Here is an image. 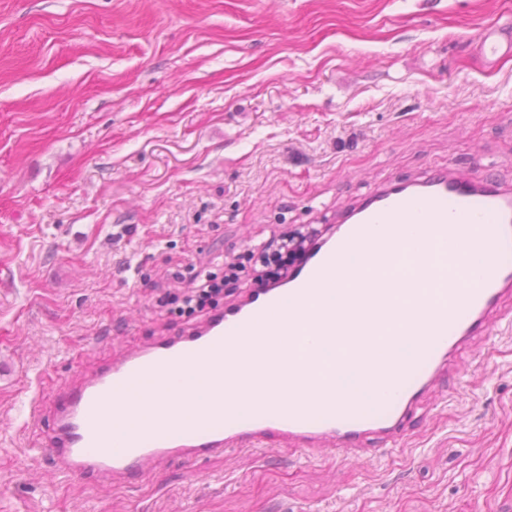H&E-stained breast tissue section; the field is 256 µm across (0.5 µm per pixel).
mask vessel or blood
I'll return each mask as SVG.
<instances>
[{"instance_id": "b4317fda", "label": "vessel or blood", "mask_w": 512, "mask_h": 512, "mask_svg": "<svg viewBox=\"0 0 512 512\" xmlns=\"http://www.w3.org/2000/svg\"><path fill=\"white\" fill-rule=\"evenodd\" d=\"M476 48L490 59L512 56V25L481 31ZM393 224L426 225L424 250L402 267L419 284V305L429 316L421 323L426 337L421 354L406 360L396 383L381 386L380 411L370 415L340 412L330 386L319 382L307 400L264 398L248 418L216 403L199 408L183 426L150 418L148 428L129 429L123 449L110 445L113 411L138 416L144 383H167L175 369L205 372L215 390L224 388V369L236 362V338L248 336L260 347L261 331L278 330L274 312L300 309L315 301V288L332 277L356 280L359 268L350 250L382 258L404 255L389 234ZM512 184L480 173L478 167H435L414 179L379 182L345 211L338 228L313 238L287 276L238 298L202 322L141 348L117 353L77 385L52 400L29 401V419L40 429L44 409L52 427L41 437L58 472L111 484L152 478L169 461L192 464L230 452L256 449L282 440L304 456L342 452L372 456L374 447L396 448L405 439L415 409L448 369L449 357L468 339L484 335L493 318L512 322Z\"/></svg>"}]
</instances>
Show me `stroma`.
<instances>
[{
	"instance_id": "obj_1",
	"label": "stroma",
	"mask_w": 512,
	"mask_h": 512,
	"mask_svg": "<svg viewBox=\"0 0 512 512\" xmlns=\"http://www.w3.org/2000/svg\"><path fill=\"white\" fill-rule=\"evenodd\" d=\"M512 0H0V512H512V328L403 445L285 443L104 491L34 453L29 399L172 331L173 273L333 225L381 181L512 183ZM479 53L489 59L512 56V25L510 23L484 29L476 43Z\"/></svg>"
}]
</instances>
